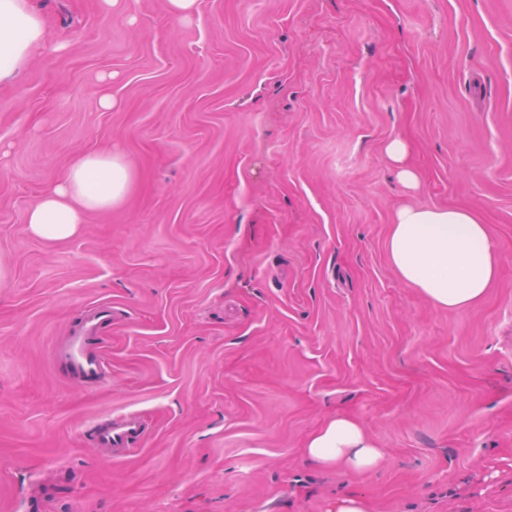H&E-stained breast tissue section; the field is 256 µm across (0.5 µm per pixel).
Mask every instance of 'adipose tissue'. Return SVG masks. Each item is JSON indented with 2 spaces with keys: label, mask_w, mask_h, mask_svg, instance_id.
<instances>
[{
  "label": "adipose tissue",
  "mask_w": 512,
  "mask_h": 512,
  "mask_svg": "<svg viewBox=\"0 0 512 512\" xmlns=\"http://www.w3.org/2000/svg\"><path fill=\"white\" fill-rule=\"evenodd\" d=\"M49 40L31 0H0V83L18 80ZM131 178L120 154H81L43 192L26 222L38 237H71L90 213L120 204ZM387 255L401 281L435 307L450 311L480 302L501 263L486 225L464 207H400L390 224ZM305 456L318 467L367 473L379 467L384 451L358 419L339 414L310 436Z\"/></svg>",
  "instance_id": "ef3b65f1"
}]
</instances>
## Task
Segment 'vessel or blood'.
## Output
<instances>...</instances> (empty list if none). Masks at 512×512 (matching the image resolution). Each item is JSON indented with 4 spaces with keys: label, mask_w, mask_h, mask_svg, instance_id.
<instances>
[{
    "label": "vessel or blood",
    "mask_w": 512,
    "mask_h": 512,
    "mask_svg": "<svg viewBox=\"0 0 512 512\" xmlns=\"http://www.w3.org/2000/svg\"><path fill=\"white\" fill-rule=\"evenodd\" d=\"M112 322L111 307L99 308L87 324L71 337L55 355L57 370L83 384L101 380L107 369L102 351V331ZM144 434L139 415L128 414L111 425L98 428L93 434L95 444L111 449L114 457L126 458L134 453Z\"/></svg>",
    "instance_id": "vessel-or-blood-1"
}]
</instances>
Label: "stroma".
<instances>
[{"instance_id": "1", "label": "stroma", "mask_w": 512, "mask_h": 512, "mask_svg": "<svg viewBox=\"0 0 512 512\" xmlns=\"http://www.w3.org/2000/svg\"><path fill=\"white\" fill-rule=\"evenodd\" d=\"M31 2L68 46L0 85V512H512V0ZM109 150L123 202L33 235L44 190ZM404 205L487 224L480 303L395 275ZM101 305L84 387L52 351ZM128 413L147 434L115 460L89 434ZM339 413L376 471L307 461ZM385 153L389 160L398 170V175L403 182L409 185H415L418 181L417 174L406 164L407 147L405 143L396 138L385 146Z\"/></svg>"}]
</instances>
